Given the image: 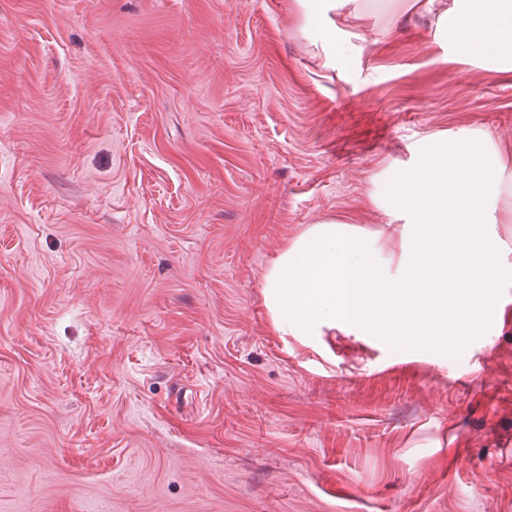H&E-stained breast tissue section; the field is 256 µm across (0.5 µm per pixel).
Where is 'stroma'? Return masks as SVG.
Here are the masks:
<instances>
[{
    "mask_svg": "<svg viewBox=\"0 0 512 512\" xmlns=\"http://www.w3.org/2000/svg\"><path fill=\"white\" fill-rule=\"evenodd\" d=\"M433 26L0 0V512H512V288L442 350L265 301L312 225L392 235L373 181L421 138L512 147V73Z\"/></svg>",
    "mask_w": 512,
    "mask_h": 512,
    "instance_id": "35a3bbf8",
    "label": "stroma"
}]
</instances>
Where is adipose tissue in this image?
Wrapping results in <instances>:
<instances>
[{
	"instance_id": "ef3b65f1",
	"label": "adipose tissue",
	"mask_w": 512,
	"mask_h": 512,
	"mask_svg": "<svg viewBox=\"0 0 512 512\" xmlns=\"http://www.w3.org/2000/svg\"><path fill=\"white\" fill-rule=\"evenodd\" d=\"M381 15L432 13L433 39L452 29L461 57L512 71V0H295L301 26L331 2ZM372 202L397 227L396 247L352 225H313L274 258L266 297L276 326L298 336L340 326L397 348H437L474 335L512 288V169L499 144L472 130L432 134L410 165L375 182Z\"/></svg>"
}]
</instances>
